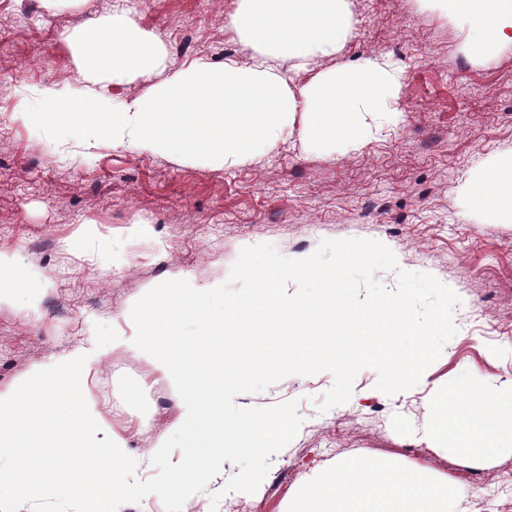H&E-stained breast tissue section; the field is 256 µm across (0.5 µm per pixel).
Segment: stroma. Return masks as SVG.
I'll return each instance as SVG.
<instances>
[{
	"instance_id": "35a3bbf8",
	"label": "stroma",
	"mask_w": 512,
	"mask_h": 512,
	"mask_svg": "<svg viewBox=\"0 0 512 512\" xmlns=\"http://www.w3.org/2000/svg\"><path fill=\"white\" fill-rule=\"evenodd\" d=\"M114 0H0V252L19 264L0 272L12 288L0 303V396L22 391L54 360L78 346L103 350L89 380L101 403L126 398L139 431L126 465L145 486L169 470L174 454L198 445L169 428L174 404L145 353L113 351L132 336L131 309L166 280L199 289L225 282L242 248L272 244L284 257L311 255L326 239L384 243L398 268L375 278L395 289L399 272L428 273L460 298L458 328L414 388L386 396L366 368L350 400L320 404L333 376L289 375L261 393L239 394L240 407L298 403L303 423L271 458L251 494L224 493L239 468L223 462L193 512H288L315 469L372 458L423 471L467 496L470 512H512V456L471 465L415 435L435 392L512 381V224L463 214L459 189L490 160L512 155V48L484 62L467 50V32L419 0H352L356 23L336 63L391 58L404 73L398 111L356 149L316 150L299 138L268 156L226 169L181 161L149 149L94 148L69 139L61 118L35 129L24 119L36 91L58 81L77 88L68 36L112 16ZM139 25L177 63L247 59L250 50L227 27L238 0H128ZM167 434L172 456L146 454ZM35 429L19 457L0 459L10 486L0 512H84L74 497L33 501L18 494L29 469L51 456ZM221 493L218 507L210 497Z\"/></svg>"
}]
</instances>
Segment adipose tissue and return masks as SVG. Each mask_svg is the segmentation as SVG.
Returning a JSON list of instances; mask_svg holds the SVG:
<instances>
[{"label": "adipose tissue", "instance_id": "ef3b65f1", "mask_svg": "<svg viewBox=\"0 0 512 512\" xmlns=\"http://www.w3.org/2000/svg\"><path fill=\"white\" fill-rule=\"evenodd\" d=\"M428 2L466 28L468 47L478 57L512 47V0ZM228 26L250 47L247 60L196 61L177 68L164 45L140 27L126 0H115L111 20L77 34L79 69L98 91L86 96L66 83L48 84L39 92L42 108L26 118L39 126L49 115H61L70 136L88 143L105 137L116 149L149 148L177 158L204 154L228 169L267 155L295 132L305 144L339 139L360 144L367 133L365 115L390 114L401 95L402 70L381 57L316 69L317 61L336 56L352 29L350 0H240ZM139 80L145 89L129 101L106 90ZM460 194L465 210L512 224V159L482 167ZM102 356L101 350L76 347L58 363L53 379L36 389L47 405L64 393L72 400L54 438L100 446L110 466L93 469L79 457L44 462L23 487L27 497L71 495L85 501L86 512H118L120 499L142 493L124 466L128 427L107 424L84 384ZM152 366L176 396L171 429L223 440L224 385L240 376L239 360H224L215 369L205 360L163 349L154 354ZM419 434L429 444L450 442L473 462H492L503 454L504 440L512 438V385L488 393L461 388L435 394L431 419ZM209 466L197 448H184L181 463L165 473L156 490L182 498ZM297 512L468 508L462 494L422 471L359 458L337 463L329 476L312 473Z\"/></svg>", "mask_w": 512, "mask_h": 512}]
</instances>
